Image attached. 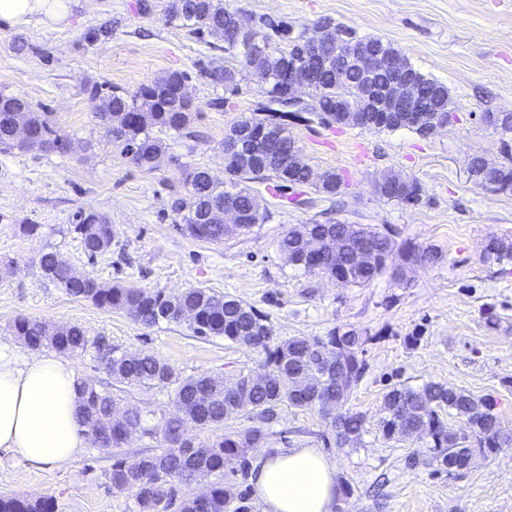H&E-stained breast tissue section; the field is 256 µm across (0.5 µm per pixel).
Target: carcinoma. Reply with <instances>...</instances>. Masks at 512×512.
Listing matches in <instances>:
<instances>
[{
    "mask_svg": "<svg viewBox=\"0 0 512 512\" xmlns=\"http://www.w3.org/2000/svg\"><path fill=\"white\" fill-rule=\"evenodd\" d=\"M166 17L170 23L181 22L193 34H211L226 26H242L244 14L224 6V0H167ZM325 38L347 35L359 43L386 53H398L395 44L375 37H362L336 23L331 17L320 19ZM280 40L285 45L273 47L266 38L251 35L246 41L224 49L227 65L208 72L211 80L234 91L241 81L252 77L263 95H279L288 91V72L301 62V51L289 40L288 23L280 22ZM263 50L261 64L246 71L244 56L254 48ZM420 89V103L438 109V115L452 118L453 100L445 83L425 74L408 63ZM344 78L336 77V66L326 69L320 84L313 90L319 109L318 120L332 126L336 99H359L362 96L361 77L354 69L342 70ZM187 75L169 71L129 94H102L99 87L85 88L93 103L95 117L106 135L131 156L135 164L151 170L154 160L166 151L164 141L152 134V129L181 132L191 120L193 104L182 88ZM23 116L33 137L31 147L43 151L75 152L80 145L61 135L53 126L49 113L37 111L23 96L0 95V146L23 148L15 142L11 124L15 116ZM486 125L504 133L512 132V113L487 112ZM279 142L288 145V165L276 159H265L276 153L272 145L262 149L254 146V134L242 137L244 151L255 166L242 170L232 164L225 166L228 181H215L208 169L187 166V193L177 197L171 209L181 221V230L189 236L207 242L224 240V201L231 199L243 215L239 229L253 226L252 217L260 205L251 189L250 180L266 182L267 191L277 198L285 190L304 179L309 164L302 157L288 127L280 128ZM502 161L488 163L482 156L470 160L469 172L475 183L489 187L502 195H512V142L500 140ZM342 178L326 171L314 184L315 191L331 202L341 194ZM378 195L405 207L422 203L420 183L411 177L390 172L375 183ZM75 230L81 235L84 251L91 257L107 251L112 244V228L105 217L89 212L80 215ZM315 238L320 248L311 253L307 240ZM281 253L305 276L336 274V255L350 259L360 252L359 260L345 266V284L365 287L384 274L397 279L404 276L406 264L433 267L442 261V252L433 245L400 243L390 231L364 224H294L279 242ZM480 257L485 262L512 260V238L491 237L481 246ZM44 276L64 288L69 294L88 298L102 308L121 310L145 328L162 322L183 323L181 314L191 311L195 320L186 323L193 334L205 338L222 337L233 343L256 349L263 355V378L242 373L231 385L205 375L180 377L174 369L154 355H129L112 345L106 336L89 339L78 325L49 328L29 318H18L12 329L32 349L52 348L60 353L83 354L104 365L119 382L135 386L165 387L176 384L173 402L177 418L160 417L153 424L150 412L129 404L123 420L111 423L110 414L116 402L112 395L87 382L79 387L80 418L95 447L112 451V464L107 472L114 490L128 492L133 497V512H248L245 497L235 485L224 481V460L236 458L241 467L248 466L247 453L265 443L267 425L277 419V408L315 409L316 399L325 393H336V371L326 366L331 353L338 356L361 354L372 340L367 331L350 325H337L322 336H292L278 339L266 318L252 306L231 296L207 288H191L177 295L160 290L126 287L105 288L93 277L78 276L57 253L45 252L39 258ZM242 417L252 425L239 431H229L207 446H194L185 439L188 427L210 428L224 421ZM453 418L460 424H448ZM336 448H353L362 443L363 416L357 412L343 413L340 421L327 422ZM382 434L389 440L405 441L426 438L431 444L432 461L441 469L456 464L455 472L470 468V455L481 451L493 453L501 447V424L494 413L493 402L442 382H429L418 388L395 384L383 396V416L379 421ZM162 435L165 448L146 454L141 463L132 465L119 448L134 436L154 439ZM208 482L203 494L188 491L194 483ZM0 512H54L48 498L29 500L0 495Z\"/></svg>",
    "mask_w": 512,
    "mask_h": 512,
    "instance_id": "carcinoma-1",
    "label": "carcinoma"
}]
</instances>
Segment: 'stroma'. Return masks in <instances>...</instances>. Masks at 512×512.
Wrapping results in <instances>:
<instances>
[{
    "label": "stroma",
    "instance_id": "stroma-1",
    "mask_svg": "<svg viewBox=\"0 0 512 512\" xmlns=\"http://www.w3.org/2000/svg\"><path fill=\"white\" fill-rule=\"evenodd\" d=\"M149 2L152 10L145 13L140 0H74L64 25L0 28V94L25 96L81 145L73 153L0 150V262L10 264L0 272V340L13 341L19 358L30 357L31 348L12 329L26 317L50 326L79 325L88 337H110L125 352L153 354L179 376L205 374L230 384L259 370L262 357L249 347L203 339L174 323L147 329L125 313L69 295L41 274L38 259L49 250L106 286L170 295L205 287L238 298L266 316L280 338L321 336L352 325L371 335L362 354L366 373L346 402L365 419L362 444L342 450L327 445L318 411L285 405L271 436L249 450V459L298 442L319 449L335 464L338 481L352 487L344 512H512V442L451 474L433 463L426 440L394 442L378 429L389 386L440 381L493 397L502 428L512 433V260L489 264L480 257L486 238L512 237V195L478 186L469 173L472 156L501 159V134L481 116L512 113V0H224L296 31L329 16L357 35L393 42L421 71L448 85L454 119L428 139L403 128L292 126L314 174H340L344 207L326 215L321 207L295 205L262 190L266 219L218 243L179 232L171 203L186 192L184 165L227 180L224 133L250 114L260 90L246 80L228 93L200 76L199 62L224 66L222 39L196 40L186 27L167 23L165 0ZM106 21L111 37L85 40L90 28ZM174 70L189 75L192 121L183 133H164L166 153L145 170L98 125L84 87L127 93ZM221 96L224 107H212ZM391 171L419 181L420 206L406 208L377 194L376 181ZM88 211L112 226L110 249L93 259L71 231ZM328 219L385 227L397 241L436 245L442 261L407 268L399 280L381 276L364 288L301 275L278 242L289 225ZM27 224L34 232H24ZM490 315L499 319L497 329L487 327ZM71 362L118 406L174 410L172 387L117 382L87 356ZM410 454L417 458L412 467L405 464ZM110 464L108 453L93 446L53 470L5 458L0 495L49 498L55 512H131L130 494L108 486Z\"/></svg>",
    "mask_w": 512,
    "mask_h": 512
}]
</instances>
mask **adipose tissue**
I'll use <instances>...</instances> for the list:
<instances>
[{"mask_svg":"<svg viewBox=\"0 0 512 512\" xmlns=\"http://www.w3.org/2000/svg\"><path fill=\"white\" fill-rule=\"evenodd\" d=\"M70 7L71 0H0V27L61 25ZM78 382L69 361L51 353L23 361L0 342V450L41 469L78 457L88 444ZM250 483L263 512H335L340 494L335 465L305 446L257 459Z\"/></svg>","mask_w":512,"mask_h":512,"instance_id":"adipose-tissue-1","label":"adipose tissue"}]
</instances>
